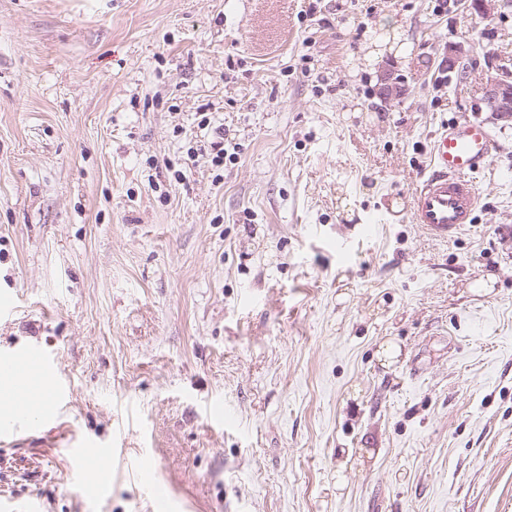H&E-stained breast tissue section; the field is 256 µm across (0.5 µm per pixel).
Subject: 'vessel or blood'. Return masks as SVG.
<instances>
[{
  "label": "vessel or blood",
  "instance_id": "1",
  "mask_svg": "<svg viewBox=\"0 0 512 512\" xmlns=\"http://www.w3.org/2000/svg\"><path fill=\"white\" fill-rule=\"evenodd\" d=\"M495 144L484 122L457 119L442 125L431 142L430 167L413 193V223L443 239L470 226L478 205L470 176L490 162ZM0 390L14 398L11 416L0 421L3 437L35 426L36 415L29 403L32 392L47 394L50 410L59 407L61 388L44 348L38 345L0 354Z\"/></svg>",
  "mask_w": 512,
  "mask_h": 512
}]
</instances>
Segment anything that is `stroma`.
I'll list each match as a JSON object with an SVG mask.
<instances>
[{
	"label": "stroma",
	"instance_id": "stroma-1",
	"mask_svg": "<svg viewBox=\"0 0 512 512\" xmlns=\"http://www.w3.org/2000/svg\"><path fill=\"white\" fill-rule=\"evenodd\" d=\"M438 5L0 0V353L65 391L0 438V512H512V126L470 228L409 215L512 9ZM377 94L386 100L401 99L406 93V87L400 74L394 66L388 65L380 75ZM72 453L74 455L83 456L85 462L90 463L91 465L97 467L100 470L99 481H98V491L101 485L104 483L105 478L110 474L108 473L107 462L111 455V449L109 448H75Z\"/></svg>",
	"mask_w": 512,
	"mask_h": 512
}]
</instances>
